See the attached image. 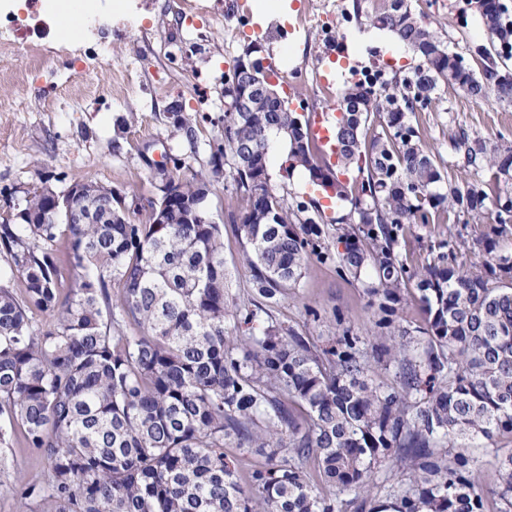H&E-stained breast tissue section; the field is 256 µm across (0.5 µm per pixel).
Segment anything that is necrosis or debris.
<instances>
[{
	"mask_svg": "<svg viewBox=\"0 0 512 512\" xmlns=\"http://www.w3.org/2000/svg\"><path fill=\"white\" fill-rule=\"evenodd\" d=\"M130 8L129 0H0V68L36 61L39 28L53 36L51 53L85 70L101 66L107 47L95 33Z\"/></svg>",
	"mask_w": 512,
	"mask_h": 512,
	"instance_id": "4bbe7bcc",
	"label": "necrosis or debris"
}]
</instances>
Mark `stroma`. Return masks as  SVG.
I'll return each instance as SVG.
<instances>
[{
  "instance_id": "stroma-1",
  "label": "stroma",
  "mask_w": 512,
  "mask_h": 512,
  "mask_svg": "<svg viewBox=\"0 0 512 512\" xmlns=\"http://www.w3.org/2000/svg\"><path fill=\"white\" fill-rule=\"evenodd\" d=\"M237 1L198 0L199 6L212 9L208 39L201 45L185 44V30L175 15L165 12V0H143L133 14L132 29L105 33V65L85 72L70 60L47 55L35 68L0 74V192L44 181L62 191L73 180L85 179L147 198L155 192L149 162L161 161L167 152L184 158L181 176L209 179L207 204L223 226L224 263L232 276L231 295L242 305L241 317H252L258 328L273 318L302 333L328 336L341 315L355 334L366 336L371 309L362 284L342 279L335 264L313 255L306 260L299 287L261 308L250 305L252 273L242 259L243 234L231 217L233 171L211 176L207 143L222 132L224 78L248 50H255L265 68L278 69L280 97L305 117L332 105L315 96V73L326 72L336 87L345 84L341 61L326 55L330 42L354 47L360 67L382 64L390 74L416 65L417 59L407 49L393 55L390 32L361 28L344 16L352 0H274V9L265 12L258 10V0H241V13ZM326 4L338 14L331 33L303 25L307 10ZM413 6L450 52L467 56L490 43L467 0H414ZM175 105L200 117L197 143L170 138L165 116ZM127 116L131 124L119 130L120 118ZM416 119L425 144L435 152H446L449 134L461 127L512 144V107L491 97L475 100L443 86ZM490 227L486 220L416 227L400 253L421 263L428 258L427 243L460 236L476 240Z\"/></svg>"
}]
</instances>
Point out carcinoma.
I'll list each match as a JSON object with an SVG mask.
<instances>
[{"label":"carcinoma","mask_w":512,"mask_h":512,"mask_svg":"<svg viewBox=\"0 0 512 512\" xmlns=\"http://www.w3.org/2000/svg\"><path fill=\"white\" fill-rule=\"evenodd\" d=\"M409 2H352L360 23L392 32L419 63L376 89L340 90L336 163L273 91L255 93L243 121L224 112L221 134L256 294L298 287L314 253L367 279L368 341L339 316L324 341L277 321L228 335L238 307L208 209L134 224L112 186L85 180L75 181L91 212L81 224L46 220L53 200L36 187L17 213L4 199L0 473L15 448L48 464L42 483L12 471L20 499L40 512H512V451L498 453V441L512 445V253L490 236L434 242L420 266L399 252L413 228L479 220L512 193V145L461 128L448 157L435 154L415 103L451 85L511 107L512 75L485 48L480 68L456 69ZM475 10L491 45L512 34L500 0ZM167 119L170 138L197 141V119ZM457 165L472 179H453ZM297 169L353 211L328 223L319 199H288ZM177 181L184 200L207 186ZM475 245L485 259L472 271L459 257ZM412 289L423 327L403 316ZM478 449L494 456L491 483Z\"/></svg>","instance_id":"obj_1"}]
</instances>
